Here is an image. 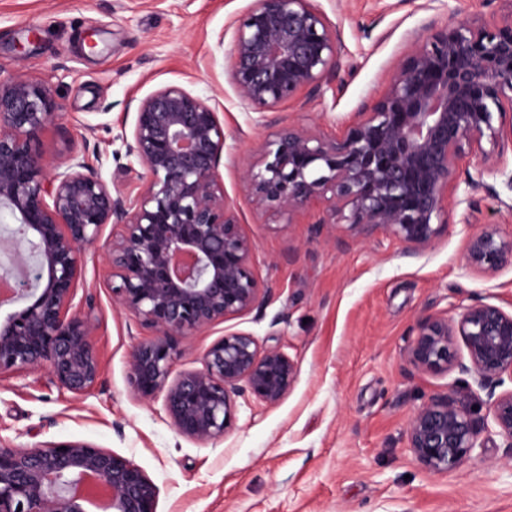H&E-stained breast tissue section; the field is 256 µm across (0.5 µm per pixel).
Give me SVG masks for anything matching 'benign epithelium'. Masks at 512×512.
I'll return each mask as SVG.
<instances>
[{
    "label": "benign epithelium",
    "instance_id": "7a95c632",
    "mask_svg": "<svg viewBox=\"0 0 512 512\" xmlns=\"http://www.w3.org/2000/svg\"><path fill=\"white\" fill-rule=\"evenodd\" d=\"M229 81L255 122L301 94L321 91L339 73L343 41L312 0H252L233 23ZM62 106L39 82H0L1 245L15 246L23 276L0 297L21 307L0 321V375L34 368L75 395L101 376L92 340L95 318L76 311L83 253L102 246L111 268L112 297L153 331L130 352L129 383L148 401L161 400L175 431L216 445L234 427L237 398L278 404L294 385L297 362L279 346L229 331L203 352L201 367L174 373L187 340L270 302L261 263L219 168L227 139L215 107L180 85L164 86L136 106L126 155L142 166L134 196L110 187L73 155L49 174L32 139ZM494 150L488 151L484 143ZM512 144V18L496 24L461 20L431 26L388 90L358 112L341 137L281 127L244 169L255 205L293 213L328 198L331 225L355 237L377 231L407 251L425 250L448 224V190L461 163L480 159L477 175L505 167ZM115 226L100 242L102 227ZM467 264L484 273L512 267V237L495 224L470 233ZM462 340L466 355L459 354ZM416 369L458 372L485 395L490 420L480 424L455 396L421 405L408 424L409 447L431 474L448 472L494 433L512 448V312L489 303L428 315L404 349ZM158 488L131 459L86 441L27 447L0 441V512H157Z\"/></svg>",
    "mask_w": 512,
    "mask_h": 512
}]
</instances>
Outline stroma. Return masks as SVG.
<instances>
[{
	"instance_id": "stroma-1",
	"label": "stroma",
	"mask_w": 512,
	"mask_h": 512,
	"mask_svg": "<svg viewBox=\"0 0 512 512\" xmlns=\"http://www.w3.org/2000/svg\"><path fill=\"white\" fill-rule=\"evenodd\" d=\"M251 0H0V80L41 82L62 106L35 145L49 167L84 156L109 185L137 193L143 169L125 156L136 106L169 84L215 104L225 129L224 192L261 263L272 298L188 340L177 370L198 368L227 331L277 345L298 363L288 395L266 407L240 403L223 442L178 435L160 402L133 395L129 357L150 335L112 300L102 252L84 255L76 298L97 318L102 373L86 395L58 390L46 369L0 379V439L16 446L86 441L131 458L159 488L157 512H512V448L485 436L462 466L427 473L408 441L412 413L445 393L449 379L412 367L404 350L420 317L453 304L487 302L512 311V268L486 274L465 259L468 234L497 225L512 235V179L483 176L459 186L448 225L420 254L377 233L332 229L327 201L294 214L256 209L242 170L291 124L333 138L387 90L416 36L429 25L494 23L512 0H315L341 30L338 81L290 101L258 125L228 79L229 21Z\"/></svg>"
}]
</instances>
